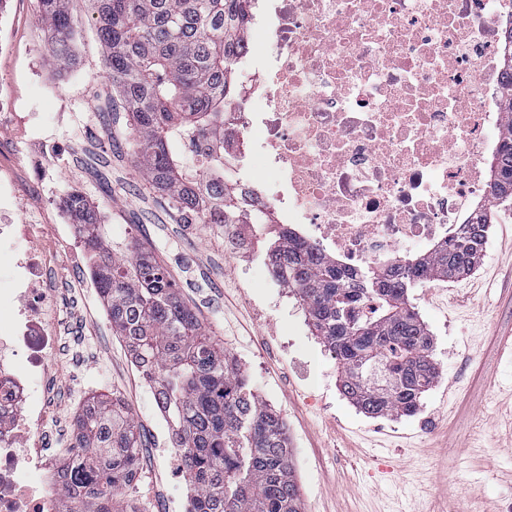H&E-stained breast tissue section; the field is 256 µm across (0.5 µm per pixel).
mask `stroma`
<instances>
[{"instance_id":"obj_1","label":"stroma","mask_w":512,"mask_h":512,"mask_svg":"<svg viewBox=\"0 0 512 512\" xmlns=\"http://www.w3.org/2000/svg\"><path fill=\"white\" fill-rule=\"evenodd\" d=\"M68 9L71 67L50 52L37 0H0V219L66 223L60 201L77 190L114 251L149 249L256 396L279 412L302 512H503L512 502V357L501 347L512 330V210L495 209L475 271L409 291L438 369L417 413L366 415L341 392L336 361L301 303L264 280L272 226L257 225L244 261L225 254L223 225L179 223L171 202L149 190L90 0H68ZM45 262L60 345L49 365V451L66 464L84 402L120 394L142 444L127 499L138 512H188L189 481L154 453L170 427L89 273L56 248Z\"/></svg>"}]
</instances>
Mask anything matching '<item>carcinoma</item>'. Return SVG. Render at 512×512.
I'll return each instance as SVG.
<instances>
[{
    "instance_id": "cac0c4a2",
    "label": "carcinoma",
    "mask_w": 512,
    "mask_h": 512,
    "mask_svg": "<svg viewBox=\"0 0 512 512\" xmlns=\"http://www.w3.org/2000/svg\"><path fill=\"white\" fill-rule=\"evenodd\" d=\"M107 48L106 67L129 110L139 163L151 189L205 224H270L241 210L224 185V98L252 0H92ZM68 0H38L50 51L74 63ZM502 86L503 131L489 164V206L472 211L460 234L431 253L406 255L383 273H347L284 224L267 250L278 279L297 290L318 336L335 357L341 388L370 415L407 416L437 378L430 333L408 289L471 270L483 254L492 208L512 205V33ZM207 137L209 152L190 169L184 153ZM72 220L89 230L97 216L78 192L65 197ZM90 268L112 332L156 386L194 489L192 512H301L288 434L233 359L209 336L162 266L135 245L117 255L100 233ZM140 435L116 397H90L77 419V453L62 470L69 512L115 507L138 470Z\"/></svg>"
}]
</instances>
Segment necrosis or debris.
<instances>
[{"instance_id": "4bbe7bcc", "label": "necrosis or debris", "mask_w": 512, "mask_h": 512, "mask_svg": "<svg viewBox=\"0 0 512 512\" xmlns=\"http://www.w3.org/2000/svg\"><path fill=\"white\" fill-rule=\"evenodd\" d=\"M512 0H274L249 21L225 104L229 184L343 270H387L404 244L460 232L488 189L479 163L501 126L500 60ZM264 170L256 179V170ZM28 224H0L14 254L0 288V512H56L37 422L57 338ZM38 471V482L21 473Z\"/></svg>"}]
</instances>
